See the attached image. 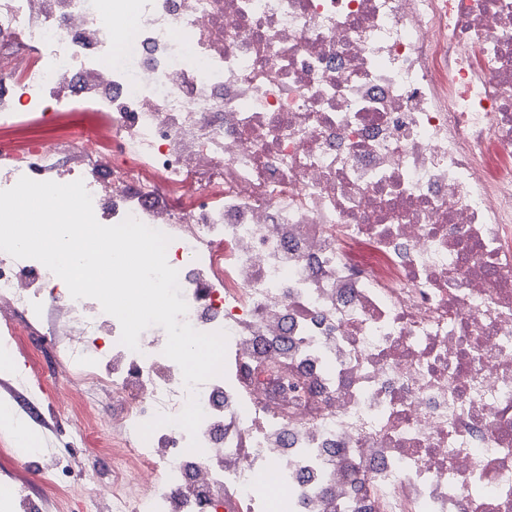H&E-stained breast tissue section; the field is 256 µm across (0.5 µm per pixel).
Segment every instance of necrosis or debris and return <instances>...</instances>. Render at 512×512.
<instances>
[{
  "label": "necrosis or debris",
  "mask_w": 512,
  "mask_h": 512,
  "mask_svg": "<svg viewBox=\"0 0 512 512\" xmlns=\"http://www.w3.org/2000/svg\"><path fill=\"white\" fill-rule=\"evenodd\" d=\"M1 85L0 124L89 102L112 145L0 154V190L83 180L227 335L188 388L0 251V331L52 309L109 512H512V0H0Z\"/></svg>",
  "instance_id": "necrosis-or-debris-1"
}]
</instances>
